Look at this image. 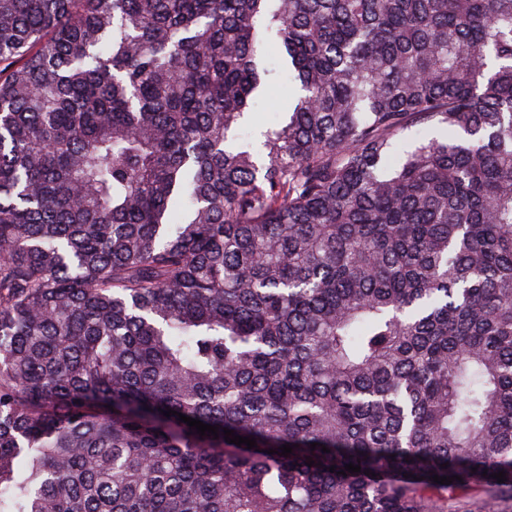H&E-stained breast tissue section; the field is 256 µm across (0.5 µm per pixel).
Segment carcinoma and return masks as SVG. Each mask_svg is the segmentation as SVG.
Returning a JSON list of instances; mask_svg holds the SVG:
<instances>
[{"instance_id":"cac0c4a2","label":"carcinoma","mask_w":512,"mask_h":512,"mask_svg":"<svg viewBox=\"0 0 512 512\" xmlns=\"http://www.w3.org/2000/svg\"><path fill=\"white\" fill-rule=\"evenodd\" d=\"M0 512H512V0H0ZM257 110L260 111L258 118L255 120H248L244 124L242 131L245 139L251 143H257L261 139V131H264L268 126L275 124L278 120L276 113L271 112L265 104H259Z\"/></svg>"}]
</instances>
